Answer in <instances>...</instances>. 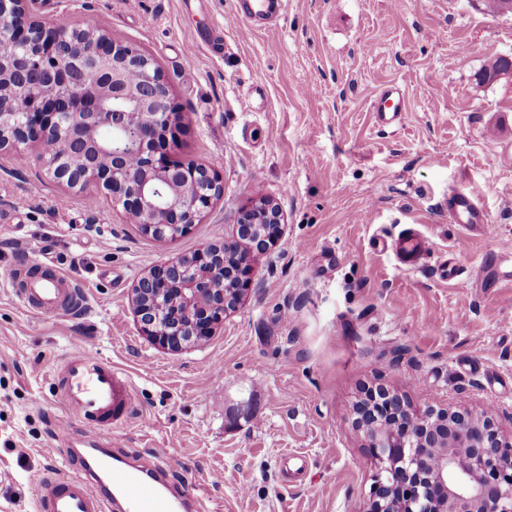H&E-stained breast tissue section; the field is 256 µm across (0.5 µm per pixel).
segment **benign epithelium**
I'll return each instance as SVG.
<instances>
[{
    "label": "benign epithelium",
    "instance_id": "1",
    "mask_svg": "<svg viewBox=\"0 0 512 512\" xmlns=\"http://www.w3.org/2000/svg\"><path fill=\"white\" fill-rule=\"evenodd\" d=\"M32 0H0V151L42 146L39 160L78 192L102 189L125 222L154 238L187 234L221 195L217 174L164 152L177 110L164 75L140 48L97 28L61 30L41 21ZM22 97L27 108L14 111ZM281 232L277 208L242 212L237 236L258 250ZM252 266L237 244L209 243L189 260L154 266L132 292V312L149 340L170 351L214 336L242 299ZM177 305L157 327L164 300ZM354 408L374 467L361 512H512V437L497 413L414 409L380 390Z\"/></svg>",
    "mask_w": 512,
    "mask_h": 512
}]
</instances>
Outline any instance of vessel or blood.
<instances>
[{
  "mask_svg": "<svg viewBox=\"0 0 512 512\" xmlns=\"http://www.w3.org/2000/svg\"><path fill=\"white\" fill-rule=\"evenodd\" d=\"M281 8L279 0H238L234 19L263 22ZM408 110L404 92L396 85L381 88L372 101L378 125L399 122ZM453 223L469 230L487 224L488 219L473 195L456 192L448 200ZM429 242L411 230L397 238L394 250L409 269L427 254ZM24 305L55 317L77 312L82 303L79 289L62 274L33 277L20 289ZM63 401L75 417L95 424L101 431L94 455H82L74 475L48 474L41 484V512H195V496L184 489L171 488L164 471L127 457L112 455V426L133 411V388L128 377L88 348L72 349L57 369Z\"/></svg>",
  "mask_w": 512,
  "mask_h": 512,
  "instance_id": "obj_1",
  "label": "vessel or blood"
}]
</instances>
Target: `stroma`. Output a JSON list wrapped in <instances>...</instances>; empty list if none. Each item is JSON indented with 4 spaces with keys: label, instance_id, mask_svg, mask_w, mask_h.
I'll list each match as a JSON object with an SVG mask.
<instances>
[{
    "label": "stroma",
    "instance_id": "1",
    "mask_svg": "<svg viewBox=\"0 0 512 512\" xmlns=\"http://www.w3.org/2000/svg\"><path fill=\"white\" fill-rule=\"evenodd\" d=\"M234 7L38 0L51 25L101 28L156 61L180 113L171 158L216 172L223 193L189 233L158 240L105 194L53 181L40 147L24 164L0 154V512H38L42 479L78 471L59 425L82 448L97 432L54 385L78 345L133 385L113 443L183 458L171 479L200 512H359L372 468L351 409L367 386L421 408L491 407L512 433V282L499 262L512 252V77L474 78L487 56L512 57V15L481 0H287L258 27L232 20ZM391 83L410 110L382 127L371 104ZM455 190L476 196L486 232L449 222ZM263 200L282 232L252 252L241 303L204 345H153L131 310L137 280L233 237ZM411 227L431 243L419 268L373 248ZM45 263L83 291L71 319L16 295L15 270Z\"/></svg>",
    "mask_w": 512,
    "mask_h": 512
}]
</instances>
